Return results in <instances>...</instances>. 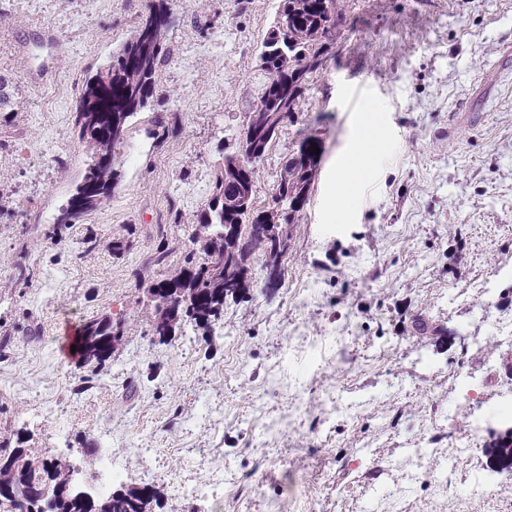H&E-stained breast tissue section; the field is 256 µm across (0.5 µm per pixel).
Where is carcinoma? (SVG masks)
Here are the masks:
<instances>
[{
    "mask_svg": "<svg viewBox=\"0 0 512 512\" xmlns=\"http://www.w3.org/2000/svg\"><path fill=\"white\" fill-rule=\"evenodd\" d=\"M347 9V0H280L259 56L267 80L240 136L253 144L254 153L237 164L238 142L233 152L223 156L215 170L212 196L197 214L192 240L199 245L201 256L190 252L176 273L151 283L153 288L173 287L170 296L154 301L152 330L160 342L186 326L210 333L224 317L226 300L250 295L254 260L266 267L288 254L291 226L299 221L318 171L319 155L312 151L317 139L304 138L282 164L272 188V206L265 211L255 209L253 203L258 164L280 129L299 111L308 78L324 67L325 53L336 41L332 29L336 21L347 20ZM168 25L163 5L153 6L108 67L86 83L75 124L80 139L92 148V161L83 183L57 219V227L110 201L116 149L127 138L130 115L146 107L155 93L156 74L166 55ZM15 111L14 79L0 72V121L9 123ZM268 212L278 221L282 253L274 252L259 232L243 245L224 237V225L260 224ZM81 331L80 358L94 365L95 374L111 359L112 337L124 335L125 323L102 316L83 324ZM24 452L19 446L10 451L0 448V484L30 485L39 477L52 485L62 483L54 458L14 466L15 458ZM155 502L157 492L148 487L117 490L96 503L75 489L42 502L38 512H153Z\"/></svg>",
    "mask_w": 512,
    "mask_h": 512,
    "instance_id": "cac0c4a2",
    "label": "carcinoma"
}]
</instances>
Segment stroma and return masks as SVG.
<instances>
[{
	"mask_svg": "<svg viewBox=\"0 0 512 512\" xmlns=\"http://www.w3.org/2000/svg\"><path fill=\"white\" fill-rule=\"evenodd\" d=\"M150 4L0 0V72L22 101L0 126V446L69 457L90 491L109 451L113 488L156 489L155 512H206L180 488L216 483L221 512H512V471L488 448L452 462L472 416L489 431L512 414V343L497 336L512 319V0H350L349 29L259 166L263 209L299 141L322 143L280 288L266 294L254 266L250 299L227 301L210 336L168 345L147 288L195 247L218 148L265 83L278 0H167L158 92L128 121L112 198L53 233L91 161L79 85ZM352 84L368 86L387 149L336 222L362 120L345 109ZM20 266L32 279L17 287ZM103 315L126 331L95 377L58 347L64 321ZM428 438L447 488L414 475L409 450ZM474 471L489 496L470 494Z\"/></svg>",
	"mask_w": 512,
	"mask_h": 512,
	"instance_id": "1",
	"label": "stroma"
}]
</instances>
